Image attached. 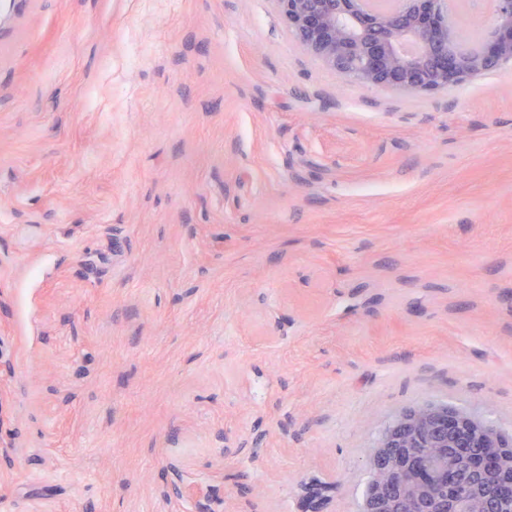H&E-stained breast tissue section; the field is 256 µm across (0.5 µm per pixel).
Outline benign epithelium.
Segmentation results:
<instances>
[{"mask_svg":"<svg viewBox=\"0 0 512 512\" xmlns=\"http://www.w3.org/2000/svg\"><path fill=\"white\" fill-rule=\"evenodd\" d=\"M308 56L362 86L435 93L460 86L512 60V0H493L477 48L458 46L448 0H272ZM494 448L512 476V434L446 404L418 406L383 430L367 459L371 478L364 512H504L494 485H480L476 467L459 453L474 444ZM419 448H430L417 476Z\"/></svg>","mask_w":512,"mask_h":512,"instance_id":"1","label":"benign epithelium"}]
</instances>
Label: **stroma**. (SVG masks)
<instances>
[{
  "label": "stroma",
  "mask_w": 512,
  "mask_h": 512,
  "mask_svg": "<svg viewBox=\"0 0 512 512\" xmlns=\"http://www.w3.org/2000/svg\"><path fill=\"white\" fill-rule=\"evenodd\" d=\"M512 433V63L344 80L272 0H0V512H362ZM473 438L489 448H471ZM414 448H421L422 458L435 448L422 461L426 482L417 476L421 455ZM458 448L475 449L476 462L487 465L493 462L490 448H496L499 467L512 476L511 433L447 404L422 405L396 417L368 448L371 478L364 512H504L496 486L482 485L481 500L468 494V487L479 486L480 474ZM392 484L411 494L409 510H403Z\"/></svg>",
  "instance_id": "35a3bbf8"
}]
</instances>
